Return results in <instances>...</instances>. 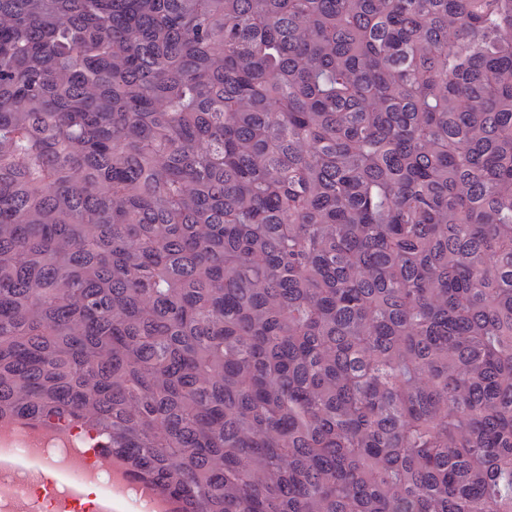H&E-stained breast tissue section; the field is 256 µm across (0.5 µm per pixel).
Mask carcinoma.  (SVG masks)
I'll use <instances>...</instances> for the list:
<instances>
[{"instance_id": "carcinoma-1", "label": "carcinoma", "mask_w": 512, "mask_h": 512, "mask_svg": "<svg viewBox=\"0 0 512 512\" xmlns=\"http://www.w3.org/2000/svg\"><path fill=\"white\" fill-rule=\"evenodd\" d=\"M0 414L177 512H512V0H0Z\"/></svg>"}]
</instances>
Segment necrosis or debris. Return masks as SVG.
I'll use <instances>...</instances> for the list:
<instances>
[{
    "label": "necrosis or debris",
    "instance_id": "necrosis-or-debris-1",
    "mask_svg": "<svg viewBox=\"0 0 512 512\" xmlns=\"http://www.w3.org/2000/svg\"><path fill=\"white\" fill-rule=\"evenodd\" d=\"M131 472L103 465L80 430L26 421L0 438V512H175Z\"/></svg>",
    "mask_w": 512,
    "mask_h": 512
}]
</instances>
